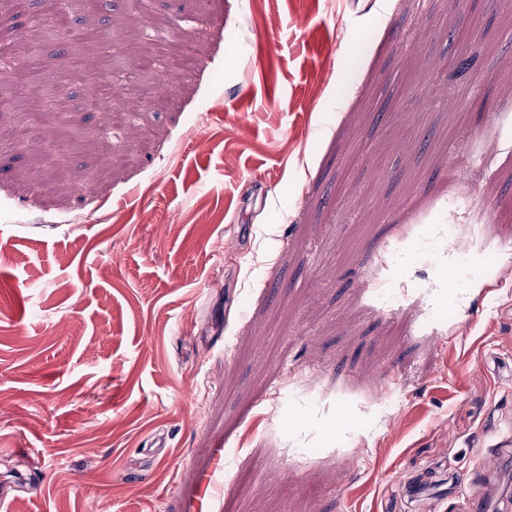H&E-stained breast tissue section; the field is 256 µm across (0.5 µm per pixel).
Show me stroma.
I'll return each instance as SVG.
<instances>
[{
	"label": "stroma",
	"mask_w": 512,
	"mask_h": 512,
	"mask_svg": "<svg viewBox=\"0 0 512 512\" xmlns=\"http://www.w3.org/2000/svg\"><path fill=\"white\" fill-rule=\"evenodd\" d=\"M196 16L200 65L148 91L123 167L73 46L30 60L68 111H0V512H499L512 0L144 2ZM131 21L107 0L93 38Z\"/></svg>",
	"instance_id": "1"
}]
</instances>
